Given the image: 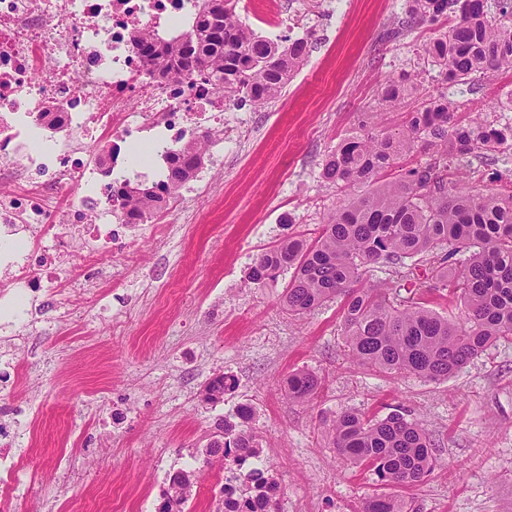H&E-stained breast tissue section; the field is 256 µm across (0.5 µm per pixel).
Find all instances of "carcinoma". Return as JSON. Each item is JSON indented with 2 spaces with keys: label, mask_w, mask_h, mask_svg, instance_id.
Here are the masks:
<instances>
[{
  "label": "carcinoma",
  "mask_w": 512,
  "mask_h": 512,
  "mask_svg": "<svg viewBox=\"0 0 512 512\" xmlns=\"http://www.w3.org/2000/svg\"><path fill=\"white\" fill-rule=\"evenodd\" d=\"M188 28L167 37H134L136 49L162 77L171 73L191 80L213 77L224 98L262 106L276 99L309 55V42H280L255 34L236 11L239 0H192ZM406 27L452 21L448 30L422 46L442 69L443 81L471 80L488 69H512V0H407ZM416 98L406 129H373L344 140L325 159L321 176L346 193L314 242L288 239L261 254L249 279L260 285L292 270L283 296L288 314L308 312L344 297L342 318L348 351L358 364L390 374H412L430 381L448 378L502 339H512V193L501 196L460 186L450 162L512 140V126L488 128L464 124L453 101L442 92L421 97L417 78L404 74L380 92L379 103L393 107ZM208 135L170 151L165 178L150 185L129 180L111 185V197L127 207L129 224H143L160 210L162 197L176 196L200 164V145ZM431 159L398 165L416 144ZM376 184L364 194L355 188ZM384 262L396 281L367 282L368 268ZM448 294L463 303L458 322L424 305L418 289ZM320 385L317 375L297 371L288 377V397L305 399ZM234 388L218 375L206 388L216 403ZM238 427L220 426L208 445L209 456L234 453L240 463L259 457V443L249 427L253 413L237 409ZM325 435L351 464L394 487L414 486L433 469L435 442L400 405L381 419L344 411L325 424ZM256 501L275 512L278 483L253 470ZM193 483L168 484L166 512H184ZM360 512H419L413 501L391 494L368 498Z\"/></svg>",
  "instance_id": "cac0c4a2"
}]
</instances>
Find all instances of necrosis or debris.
Here are the masks:
<instances>
[{"label":"necrosis or debris","instance_id":"1","mask_svg":"<svg viewBox=\"0 0 512 512\" xmlns=\"http://www.w3.org/2000/svg\"><path fill=\"white\" fill-rule=\"evenodd\" d=\"M185 0H0V223L39 225L31 240H0V259L16 285L0 293V313L22 320L27 287L56 286L62 273L94 263L127 226L116 200L98 189L82 154L96 132L112 133L113 150L134 134L161 129L162 148L201 128L224 127V95L211 82L150 74L132 37L171 24ZM52 124L44 150L25 144L32 128ZM45 177L44 186L16 189L17 177ZM82 197L63 212L85 245L58 254L46 240L48 202L65 188Z\"/></svg>","mask_w":512,"mask_h":512}]
</instances>
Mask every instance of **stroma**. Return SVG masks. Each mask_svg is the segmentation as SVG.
I'll return each instance as SVG.
<instances>
[{"instance_id":"obj_1","label":"stroma","mask_w":512,"mask_h":512,"mask_svg":"<svg viewBox=\"0 0 512 512\" xmlns=\"http://www.w3.org/2000/svg\"><path fill=\"white\" fill-rule=\"evenodd\" d=\"M239 14L269 39H308L281 96L228 104L220 165L194 196L178 194L163 232L144 224L85 278L29 297L25 324L0 317V422L24 462L11 512H158L179 470L195 474L187 512H216L224 466L205 445L242 405L281 485L279 512H359L380 488L330 447L324 422L393 405L438 446L430 475L402 490L420 512H512V340L439 382L394 376L351 360L340 301L296 319L282 304L290 272L248 280L261 253L313 239L342 203L321 177L331 151L371 120L405 125L406 109L377 106L390 80L417 74L430 94L447 91L463 122L511 126L512 73L445 85L421 47L446 24L403 29L405 0H240ZM458 166L470 187L512 191V151ZM299 370L322 380L304 400L284 392ZM221 374L234 389L206 401Z\"/></svg>"}]
</instances>
